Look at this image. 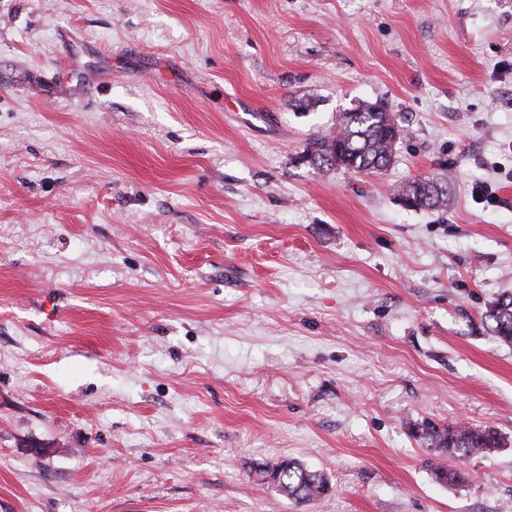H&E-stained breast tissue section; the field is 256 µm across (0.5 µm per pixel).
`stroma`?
<instances>
[{
	"label": "stroma",
	"instance_id": "35a3bbf8",
	"mask_svg": "<svg viewBox=\"0 0 512 512\" xmlns=\"http://www.w3.org/2000/svg\"><path fill=\"white\" fill-rule=\"evenodd\" d=\"M367 103L386 169L303 161ZM510 292L512 0H0V512H512ZM399 199H413L414 209H438L448 204V183L436 177L408 179L394 187ZM493 335L503 344H512V295L490 302L484 312ZM416 438L438 457L452 456L468 459L475 455L490 453L503 445L501 435L490 427L454 425L440 427L423 422L418 427ZM274 468H280V479L275 488L295 505L318 500L332 490L322 472L310 470L295 459H283Z\"/></svg>",
	"mask_w": 512,
	"mask_h": 512
}]
</instances>
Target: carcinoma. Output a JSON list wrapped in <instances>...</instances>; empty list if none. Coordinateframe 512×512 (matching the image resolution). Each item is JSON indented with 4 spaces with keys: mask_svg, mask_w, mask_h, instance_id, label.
<instances>
[{
    "mask_svg": "<svg viewBox=\"0 0 512 512\" xmlns=\"http://www.w3.org/2000/svg\"><path fill=\"white\" fill-rule=\"evenodd\" d=\"M404 137V128L392 113L377 104H366L340 113L336 131L314 139L306 155L321 168L341 167L354 173L378 172L392 162L396 146ZM398 198L413 200L414 209H438L448 204V183L436 177L408 179L394 187ZM493 335L503 344H512V295L490 302L484 312ZM416 438L438 456L468 459L490 453L503 445V438L490 427L472 425L439 426L422 423ZM280 479L276 489L302 505L318 500L332 490L327 477L305 467L295 459L276 464ZM432 474L439 484L459 485L466 477L460 470L431 462Z\"/></svg>",
    "mask_w": 512,
    "mask_h": 512,
    "instance_id": "carcinoma-1",
    "label": "carcinoma"
}]
</instances>
